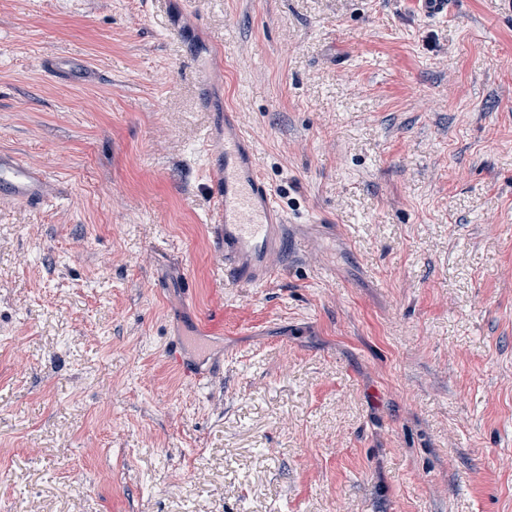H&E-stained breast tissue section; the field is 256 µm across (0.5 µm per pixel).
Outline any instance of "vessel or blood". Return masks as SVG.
Returning <instances> with one entry per match:
<instances>
[{"mask_svg":"<svg viewBox=\"0 0 512 512\" xmlns=\"http://www.w3.org/2000/svg\"><path fill=\"white\" fill-rule=\"evenodd\" d=\"M223 150V166L210 188L219 211L224 271L240 285L257 287L275 274L292 232L258 169L252 142L229 113L224 116ZM0 195L44 205L51 201L52 189L46 174L0 151Z\"/></svg>","mask_w":512,"mask_h":512,"instance_id":"obj_1","label":"vessel or blood"}]
</instances>
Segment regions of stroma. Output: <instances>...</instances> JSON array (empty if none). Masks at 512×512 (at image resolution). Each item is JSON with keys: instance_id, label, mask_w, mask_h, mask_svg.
Listing matches in <instances>:
<instances>
[{"instance_id": "obj_1", "label": "stroma", "mask_w": 512, "mask_h": 512, "mask_svg": "<svg viewBox=\"0 0 512 512\" xmlns=\"http://www.w3.org/2000/svg\"><path fill=\"white\" fill-rule=\"evenodd\" d=\"M0 151L58 190L0 199V512H512V0H0ZM224 163L210 188L219 211L224 272L232 281L258 287L280 269L292 239L271 186L260 174L252 142L224 111Z\"/></svg>"}]
</instances>
